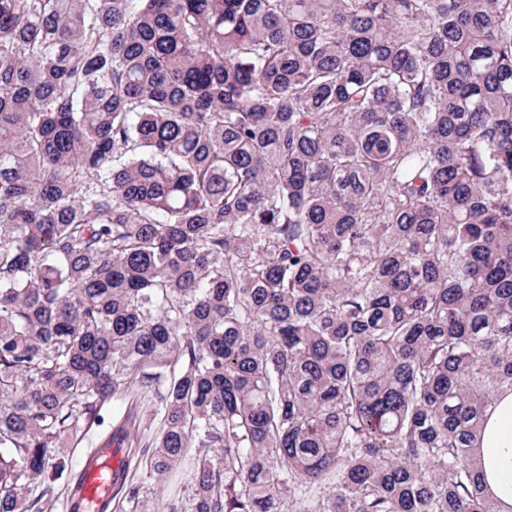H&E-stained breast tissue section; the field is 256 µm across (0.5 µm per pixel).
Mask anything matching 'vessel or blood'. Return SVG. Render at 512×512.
I'll use <instances>...</instances> for the list:
<instances>
[{"instance_id": "1", "label": "vessel or blood", "mask_w": 512, "mask_h": 512, "mask_svg": "<svg viewBox=\"0 0 512 512\" xmlns=\"http://www.w3.org/2000/svg\"><path fill=\"white\" fill-rule=\"evenodd\" d=\"M125 461L123 449L106 447L90 455L81 470L82 487L77 500V512H101L103 503L110 501L113 479Z\"/></svg>"}]
</instances>
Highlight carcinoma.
Instances as JSON below:
<instances>
[{
	"label": "carcinoma",
	"instance_id": "carcinoma-1",
	"mask_svg": "<svg viewBox=\"0 0 512 512\" xmlns=\"http://www.w3.org/2000/svg\"><path fill=\"white\" fill-rule=\"evenodd\" d=\"M137 384L170 512H502L512 0H0V512ZM487 429L493 443H484L482 454L485 461L496 455L497 447H512V395L501 399L488 421ZM496 474L488 472V481L493 492L500 497L507 506L512 505V460L501 459L495 468ZM510 485V489H509Z\"/></svg>",
	"mask_w": 512,
	"mask_h": 512
}]
</instances>
